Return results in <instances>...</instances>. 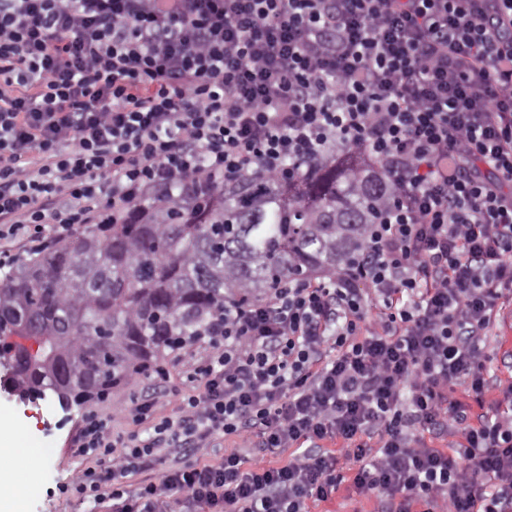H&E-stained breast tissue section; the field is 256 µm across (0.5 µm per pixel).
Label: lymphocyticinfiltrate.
<instances>
[{
	"instance_id": "obj_1",
	"label": "lymphocytic infiltrate",
	"mask_w": 512,
	"mask_h": 512,
	"mask_svg": "<svg viewBox=\"0 0 512 512\" xmlns=\"http://www.w3.org/2000/svg\"><path fill=\"white\" fill-rule=\"evenodd\" d=\"M341 146L390 189L358 259L215 316L176 416L88 419L81 495L310 512L348 482L382 512H512V404L484 403L512 302V0H0V240L27 254ZM444 429L456 454L425 441Z\"/></svg>"
}]
</instances>
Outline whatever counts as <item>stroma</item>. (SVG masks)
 Listing matches in <instances>:
<instances>
[{
	"mask_svg": "<svg viewBox=\"0 0 512 512\" xmlns=\"http://www.w3.org/2000/svg\"><path fill=\"white\" fill-rule=\"evenodd\" d=\"M486 351L489 386L484 399L491 404L512 384V315L502 314L489 329ZM198 356L193 346L181 362L163 358L164 379L138 377L81 408L65 410L41 399L22 402L0 392V476L9 477L21 490L19 500H0V512H111L109 506H94L68 489L85 465L73 452L79 429L87 418L98 415L111 418L115 431L127 430L125 409L146 394L155 396L157 416L174 415L176 403L170 392L180 388L182 371Z\"/></svg>",
	"mask_w": 512,
	"mask_h": 512,
	"instance_id": "1",
	"label": "stroma"
}]
</instances>
